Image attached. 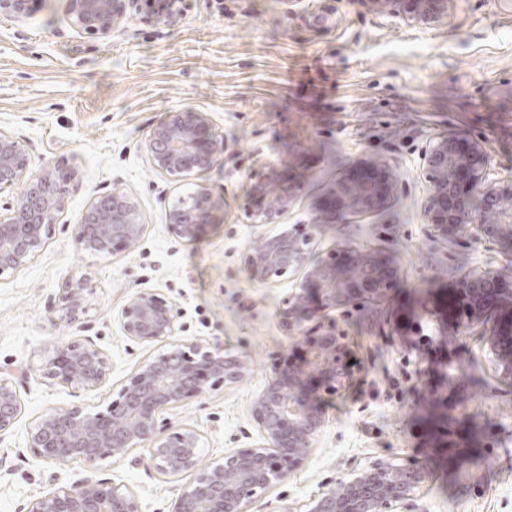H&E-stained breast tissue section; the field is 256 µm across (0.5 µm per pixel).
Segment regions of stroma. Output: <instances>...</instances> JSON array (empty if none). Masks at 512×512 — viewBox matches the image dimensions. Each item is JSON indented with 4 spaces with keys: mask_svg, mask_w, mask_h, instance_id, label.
Listing matches in <instances>:
<instances>
[{
    "mask_svg": "<svg viewBox=\"0 0 512 512\" xmlns=\"http://www.w3.org/2000/svg\"><path fill=\"white\" fill-rule=\"evenodd\" d=\"M206 112L224 134V161L174 182L155 173L138 145L167 112ZM0 129L26 145L33 168L76 172L77 189L44 251L0 280V376L15 379L22 412L0 435V512H27L35 499L88 475L80 463L51 466L27 432L51 407L105 405L148 347L123 336L117 315L136 288H161L186 310L183 339H214L249 366L237 384L191 398L168 419L201 436L202 464L258 442L251 403L273 363L299 340L280 321L294 278L254 281L242 257L269 233L243 206L256 177L283 170L295 188L282 221L313 223L337 177L375 158L401 185L384 212L324 225L313 257L341 242L396 255L400 275L387 306L394 327L373 335L354 313L344 326L356 378L324 403L327 426L311 457L266 493L258 512H304L331 480L378 462L424 466L427 483L411 512H512V389L487 368L477 337L455 348L418 344L409 329L423 313L445 315L460 274L498 268L496 254L465 239L431 236L422 207L419 155L440 137L484 143L500 176L512 174V0H453L447 23L419 28L379 17L361 0H193L178 22L129 18L103 40L81 34L66 0H42L21 26L0 28ZM138 201L146 226L133 250L91 255L71 237L86 202L113 186ZM212 225L194 241L166 231V211L197 189ZM90 274L83 326L51 325L62 282ZM91 341L112 362L104 386L84 390L43 373L57 346ZM456 368L447 408L415 383L412 360ZM106 459L94 479L127 483L142 512H165L187 482Z\"/></svg>",
    "mask_w": 512,
    "mask_h": 512,
    "instance_id": "1",
    "label": "stroma"
}]
</instances>
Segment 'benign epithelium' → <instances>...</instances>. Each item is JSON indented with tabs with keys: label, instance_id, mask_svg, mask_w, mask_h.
<instances>
[{
	"label": "benign epithelium",
	"instance_id": "1",
	"mask_svg": "<svg viewBox=\"0 0 512 512\" xmlns=\"http://www.w3.org/2000/svg\"><path fill=\"white\" fill-rule=\"evenodd\" d=\"M380 16L398 18L425 28L449 17L452 0H365ZM39 0H0V27L17 26L29 18ZM73 25L89 38H105L131 16L151 25L175 22L186 0H67ZM161 177L181 180L206 172L224 158V135L207 113L194 108L174 110L153 125L139 144ZM428 183L423 209L434 237L468 239L497 253L501 270L462 274L448 294L447 324L438 335L450 346L463 336H477L489 367L502 384L512 386V175L499 178L479 140L459 146L443 137L421 156ZM370 170L336 180L332 199L338 205L320 214V224H337L351 214L383 210L398 191V180L383 160ZM75 171L32 168L25 144L0 129V191L22 186L17 200L0 204V277L28 264L46 245L54 224L65 211L76 185ZM256 181L245 214L273 231L248 250L243 262L250 276L273 283L302 273L301 282L283 299L282 324L300 336L306 359L301 366H272L271 377L252 402L251 415L260 440L235 448L207 466L200 464V435L174 426L164 414L182 407L208 390L240 382L247 364L216 342L184 341L185 309L160 288H137L118 313L128 339L157 347L121 384L112 400L98 410L53 407L39 415L28 431V448L56 466L79 462L88 471L109 457L130 450L147 451L142 463L170 476H191L171 499L166 512H250L251 505L285 481L312 455L327 425L318 405L301 394L304 379L316 375L323 392L335 396L354 375L351 345L343 321L353 311L385 326L380 307L392 291L397 259L355 245L336 246L326 257H311L312 233L279 224L293 203V188ZM207 194L197 192L166 212L168 233L181 241L196 239L209 220ZM137 201L125 189L89 199L81 223L73 225L77 249L111 254L130 249L143 238ZM93 294L90 279L67 278L58 291L52 321L74 328L82 324ZM109 356L90 341L73 340L55 350L46 365L48 378L87 390L109 379ZM20 397L12 378L0 377V434L19 420ZM427 479L420 466L381 462L350 479H340L310 498L306 512H400ZM28 512H141L136 495L123 483L80 479L34 500Z\"/></svg>",
	"mask_w": 512,
	"mask_h": 512
}]
</instances>
